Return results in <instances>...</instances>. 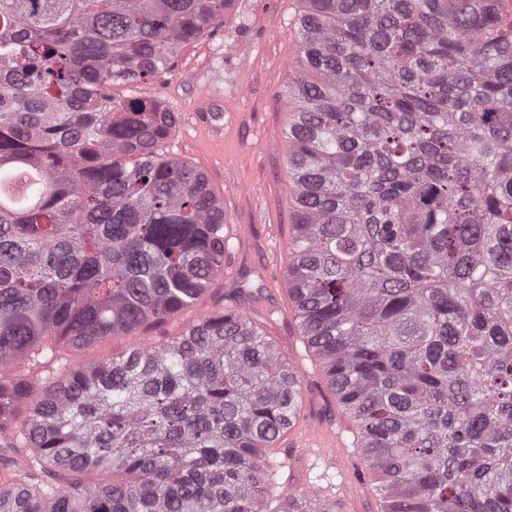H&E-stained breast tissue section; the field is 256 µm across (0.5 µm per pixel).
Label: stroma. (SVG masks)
<instances>
[{"instance_id": "35a3bbf8", "label": "stroma", "mask_w": 512, "mask_h": 512, "mask_svg": "<svg viewBox=\"0 0 512 512\" xmlns=\"http://www.w3.org/2000/svg\"><path fill=\"white\" fill-rule=\"evenodd\" d=\"M299 10V0H237L233 21L182 48L172 73L133 87V95L160 98L175 112L176 129L160 152L206 173L229 217L224 232L231 248L223 275L196 307L161 325L65 351V358L98 364L134 343H162L221 307L243 274L258 275L279 309L268 331L302 378L304 422L317 427L338 417L318 366L305 355L284 282L293 207L281 89L299 55Z\"/></svg>"}]
</instances>
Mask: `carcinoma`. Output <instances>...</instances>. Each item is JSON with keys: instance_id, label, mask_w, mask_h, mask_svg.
<instances>
[{"instance_id": "1", "label": "carcinoma", "mask_w": 512, "mask_h": 512, "mask_svg": "<svg viewBox=\"0 0 512 512\" xmlns=\"http://www.w3.org/2000/svg\"><path fill=\"white\" fill-rule=\"evenodd\" d=\"M230 0H0V512H336L279 481L303 387L241 281L159 346L78 348L197 304L224 206L110 92L174 68ZM283 84L309 356L381 512H512V24L498 0H299Z\"/></svg>"}]
</instances>
